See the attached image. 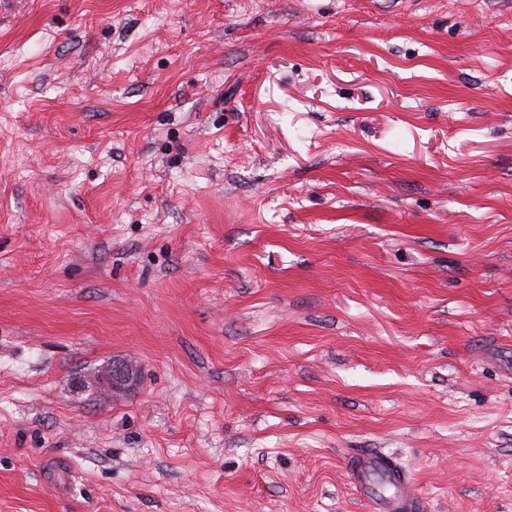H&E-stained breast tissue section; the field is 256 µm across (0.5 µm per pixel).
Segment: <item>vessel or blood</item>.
Here are the masks:
<instances>
[{
    "label": "vessel or blood",
    "instance_id": "vessel-or-blood-1",
    "mask_svg": "<svg viewBox=\"0 0 512 512\" xmlns=\"http://www.w3.org/2000/svg\"><path fill=\"white\" fill-rule=\"evenodd\" d=\"M349 469L356 486L366 495H373V474H385L392 494L378 498L377 512H417L419 501L410 477L389 455L379 451H357L349 459Z\"/></svg>",
    "mask_w": 512,
    "mask_h": 512
}]
</instances>
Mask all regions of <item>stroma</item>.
<instances>
[{"label":"stroma","mask_w":512,"mask_h":512,"mask_svg":"<svg viewBox=\"0 0 512 512\" xmlns=\"http://www.w3.org/2000/svg\"><path fill=\"white\" fill-rule=\"evenodd\" d=\"M364 448L512 512V0H11L0 512H375ZM133 369L128 362L113 363L99 382L100 388L107 391H117L131 385Z\"/></svg>","instance_id":"1"}]
</instances>
